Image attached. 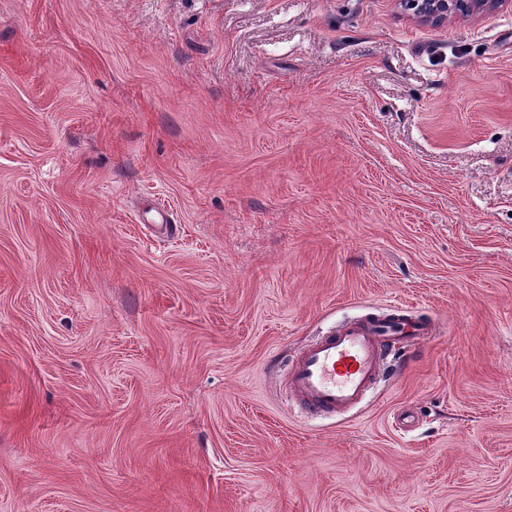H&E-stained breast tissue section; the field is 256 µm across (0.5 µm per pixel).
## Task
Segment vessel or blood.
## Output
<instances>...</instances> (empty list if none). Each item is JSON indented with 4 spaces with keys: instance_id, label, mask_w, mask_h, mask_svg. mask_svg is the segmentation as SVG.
Listing matches in <instances>:
<instances>
[{
    "instance_id": "1",
    "label": "vessel or blood",
    "mask_w": 512,
    "mask_h": 512,
    "mask_svg": "<svg viewBox=\"0 0 512 512\" xmlns=\"http://www.w3.org/2000/svg\"><path fill=\"white\" fill-rule=\"evenodd\" d=\"M435 330L433 321L398 308L343 322L306 345L287 365L288 395L307 415H346L392 374L390 348L423 342Z\"/></svg>"
}]
</instances>
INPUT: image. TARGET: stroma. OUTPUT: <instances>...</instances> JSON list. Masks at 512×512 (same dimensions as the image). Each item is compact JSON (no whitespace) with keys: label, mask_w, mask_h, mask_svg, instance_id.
I'll return each mask as SVG.
<instances>
[{"label":"stroma","mask_w":512,"mask_h":512,"mask_svg":"<svg viewBox=\"0 0 512 512\" xmlns=\"http://www.w3.org/2000/svg\"><path fill=\"white\" fill-rule=\"evenodd\" d=\"M0 512H512V0H0ZM419 21L444 23L498 8L504 0H398ZM435 330L433 321L399 308L343 322L318 336L287 364L288 396L310 416L346 415L392 374L390 348L423 342Z\"/></svg>","instance_id":"1"}]
</instances>
